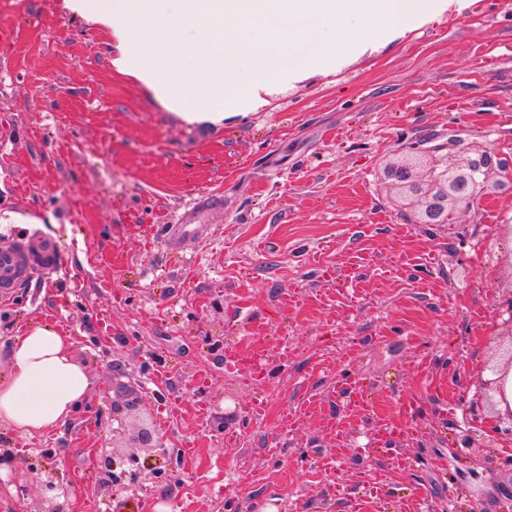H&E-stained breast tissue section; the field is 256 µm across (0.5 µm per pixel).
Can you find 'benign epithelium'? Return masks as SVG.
<instances>
[{
	"mask_svg": "<svg viewBox=\"0 0 512 512\" xmlns=\"http://www.w3.org/2000/svg\"><path fill=\"white\" fill-rule=\"evenodd\" d=\"M443 144L430 146L419 138L408 142L402 151L384 166L387 187L408 201L410 220L414 224H456L461 207L481 196L499 190L512 193V159L489 151L468 155L444 154ZM499 377L491 380V389L499 394L512 371V351L504 365L494 367ZM501 435L512 436V412L490 424L489 429L467 430L456 445V453L475 447L477 439L488 443ZM139 448L159 446L153 425L143 422L138 429Z\"/></svg>",
	"mask_w": 512,
	"mask_h": 512,
	"instance_id": "1",
	"label": "benign epithelium"
}]
</instances>
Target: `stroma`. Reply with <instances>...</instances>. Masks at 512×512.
Masks as SVG:
<instances>
[{
  "label": "stroma",
  "mask_w": 512,
  "mask_h": 512,
  "mask_svg": "<svg viewBox=\"0 0 512 512\" xmlns=\"http://www.w3.org/2000/svg\"><path fill=\"white\" fill-rule=\"evenodd\" d=\"M111 42L65 0H0V240L63 255L0 299V371L49 322L91 379L65 422L0 426V512H512V440L453 454L497 413L478 388L512 340V193L413 224L383 180L415 137L512 156V0H453L219 124L116 72ZM257 328L308 352L226 371ZM145 415L162 447H134ZM380 418L410 430L370 445Z\"/></svg>",
  "instance_id": "1"
}]
</instances>
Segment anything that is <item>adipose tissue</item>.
<instances>
[{
    "label": "adipose tissue",
    "mask_w": 512,
    "mask_h": 512,
    "mask_svg": "<svg viewBox=\"0 0 512 512\" xmlns=\"http://www.w3.org/2000/svg\"><path fill=\"white\" fill-rule=\"evenodd\" d=\"M91 385L68 339L50 325H35L16 339L9 368L0 374V425L31 434L63 422Z\"/></svg>",
    "instance_id": "1"
}]
</instances>
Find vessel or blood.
I'll return each mask as SVG.
<instances>
[{"instance_id": "b4317fda", "label": "vessel or blood", "mask_w": 512, "mask_h": 512, "mask_svg": "<svg viewBox=\"0 0 512 512\" xmlns=\"http://www.w3.org/2000/svg\"><path fill=\"white\" fill-rule=\"evenodd\" d=\"M62 266L61 249L55 242L32 235L0 244V294L8 295L39 272ZM271 350L266 336L255 334L224 350L226 367L241 371L253 368L256 360Z\"/></svg>"}]
</instances>
